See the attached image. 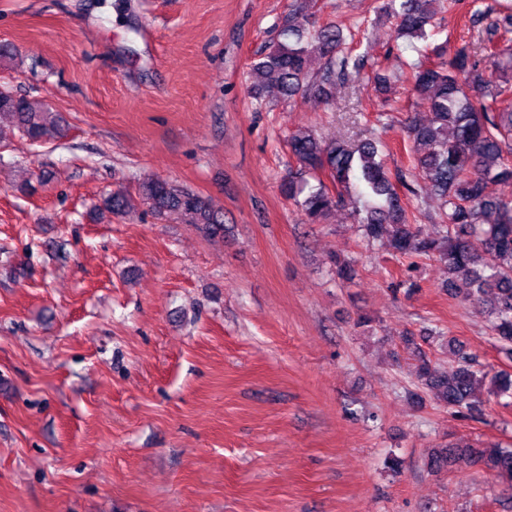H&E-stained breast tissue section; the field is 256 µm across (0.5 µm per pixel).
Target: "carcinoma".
<instances>
[{
	"label": "carcinoma",
	"instance_id": "carcinoma-1",
	"mask_svg": "<svg viewBox=\"0 0 512 512\" xmlns=\"http://www.w3.org/2000/svg\"><path fill=\"white\" fill-rule=\"evenodd\" d=\"M438 0H400L392 9L395 39H425L436 28ZM307 0H291L279 25V40L250 65L254 87L272 78L282 95L329 103L336 87L355 84L366 61L346 47V36L332 22L310 27ZM484 54L468 44L454 50L441 44L430 56L409 63L413 110L429 112L424 121L405 119L403 133L414 151L413 169L442 202L441 224L428 235L411 223L408 205L417 196L402 169L386 167L381 142L325 143L311 131L289 136L297 165L280 185L300 209L304 223L319 224L343 204L352 186L366 202L353 221L361 235L399 257L435 258L448 267V288L464 305L488 311L492 336L512 351V195L492 197L488 184H512V25L493 26L482 39ZM0 118L8 119L29 141L46 142L60 132V117L42 102L0 91ZM138 196L158 216L174 214L208 239L224 237V214L196 192L160 178H148ZM133 198L125 191L105 201L123 214ZM456 366L446 370L425 354L416 355L415 378L448 415L479 419L487 399L512 406V373L481 363L456 340H448ZM463 461L498 483L512 499V448L478 442L466 448H439L427 466L440 470L448 460Z\"/></svg>",
	"mask_w": 512,
	"mask_h": 512
}]
</instances>
